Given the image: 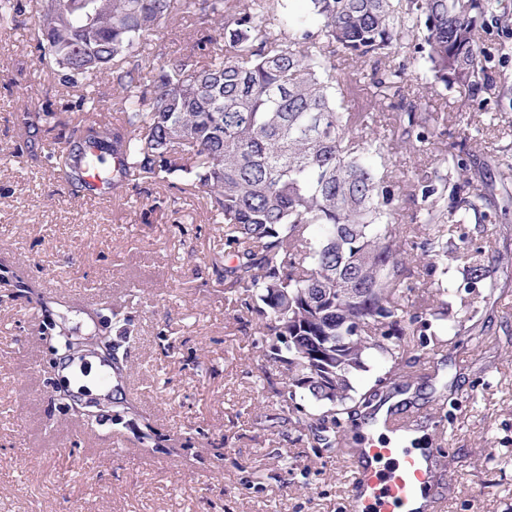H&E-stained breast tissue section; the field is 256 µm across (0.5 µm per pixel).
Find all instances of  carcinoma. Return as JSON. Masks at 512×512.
I'll use <instances>...</instances> for the list:
<instances>
[{
	"label": "carcinoma",
	"instance_id": "1",
	"mask_svg": "<svg viewBox=\"0 0 512 512\" xmlns=\"http://www.w3.org/2000/svg\"><path fill=\"white\" fill-rule=\"evenodd\" d=\"M308 13L288 19V0H42L36 49L82 90L75 107L95 108L89 89L110 73L119 89V125L83 119L57 164L82 187L87 169L114 166L112 190L131 178L175 176L207 190L214 223L236 263L224 267V292L244 295L271 340L269 358L287 371L276 395L300 414L317 443L334 448L341 416L375 409L383 386L359 394L355 383L375 351L391 362L388 379L403 377L405 337L435 343L454 320L448 307V237L444 226L493 224L494 186L470 154L451 155L453 173L393 180L381 140L363 134L368 112L343 106L336 55L354 63L384 58L380 86L401 95L406 64L402 34L412 33V58L436 85L499 105L504 88L483 43L485 18L512 21L508 0H307ZM21 13L0 0V22ZM214 20L222 39L193 34L152 74L142 73L144 44L161 23ZM399 140L411 150L434 144V113L410 106ZM420 200L422 264L436 305L415 330L414 304L403 291L410 273L398 219V190ZM112 372L121 378L123 344L134 328L112 309ZM309 401L318 412L302 405Z\"/></svg>",
	"mask_w": 512,
	"mask_h": 512
}]
</instances>
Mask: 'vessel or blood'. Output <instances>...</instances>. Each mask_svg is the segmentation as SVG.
<instances>
[{"mask_svg": "<svg viewBox=\"0 0 512 512\" xmlns=\"http://www.w3.org/2000/svg\"><path fill=\"white\" fill-rule=\"evenodd\" d=\"M378 423L386 438L338 448L351 463L346 512H444L450 494L445 457L407 445L417 417L391 407Z\"/></svg>", "mask_w": 512, "mask_h": 512, "instance_id": "vessel-or-blood-1", "label": "vessel or blood"}]
</instances>
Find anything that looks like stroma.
Segmentation results:
<instances>
[{
    "label": "stroma",
    "instance_id": "35a3bbf8",
    "mask_svg": "<svg viewBox=\"0 0 512 512\" xmlns=\"http://www.w3.org/2000/svg\"><path fill=\"white\" fill-rule=\"evenodd\" d=\"M0 24V512H345V464L281 410L273 394L285 370L267 355L258 317L228 301L224 227L210 220L200 187L136 179L96 200L51 160L80 117L76 93L39 60L35 0ZM180 21L150 38L159 66L185 43ZM366 58L349 68L351 112H370L397 173L449 171L456 117L481 125L463 152L490 169L512 164V101L487 115L431 85L420 64L402 96L379 91ZM412 103L437 113L434 150L404 149L398 112ZM56 114L26 127L27 117ZM493 224H457L448 285L464 286L479 256L496 286L468 294L481 311L451 345L410 339L403 359L404 410L418 412L421 447L444 455L453 493L446 512H512V195L497 192ZM131 318L126 400L154 428L142 442L111 414L87 425L58 400L66 386L36 313L74 334L98 328L97 312Z\"/></svg>",
    "mask_w": 512,
    "mask_h": 512
}]
</instances>
